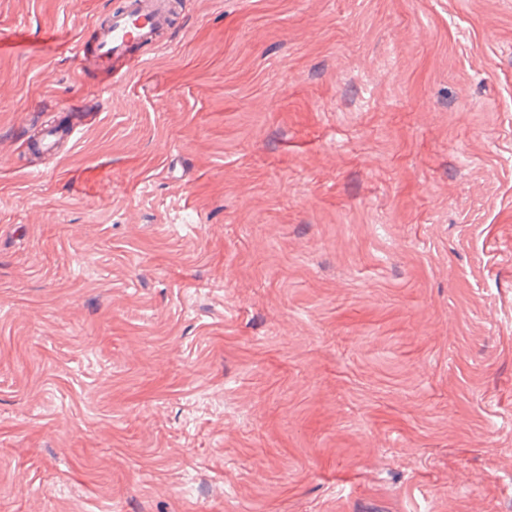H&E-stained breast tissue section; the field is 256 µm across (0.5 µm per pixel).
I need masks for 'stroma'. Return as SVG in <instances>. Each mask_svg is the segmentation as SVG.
I'll use <instances>...</instances> for the list:
<instances>
[{
  "instance_id": "obj_1",
  "label": "stroma",
  "mask_w": 512,
  "mask_h": 512,
  "mask_svg": "<svg viewBox=\"0 0 512 512\" xmlns=\"http://www.w3.org/2000/svg\"><path fill=\"white\" fill-rule=\"evenodd\" d=\"M124 3L0 0V512H512V0H177L103 110Z\"/></svg>"
}]
</instances>
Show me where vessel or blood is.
<instances>
[{"label":"vessel or blood","mask_w":512,"mask_h":512,"mask_svg":"<svg viewBox=\"0 0 512 512\" xmlns=\"http://www.w3.org/2000/svg\"><path fill=\"white\" fill-rule=\"evenodd\" d=\"M174 0H127L123 11L112 13L95 44L94 61L104 79L94 89L100 106H107L116 90L125 87L130 71L147 62L135 56L137 44H157L172 21Z\"/></svg>","instance_id":"vessel-or-blood-1"}]
</instances>
